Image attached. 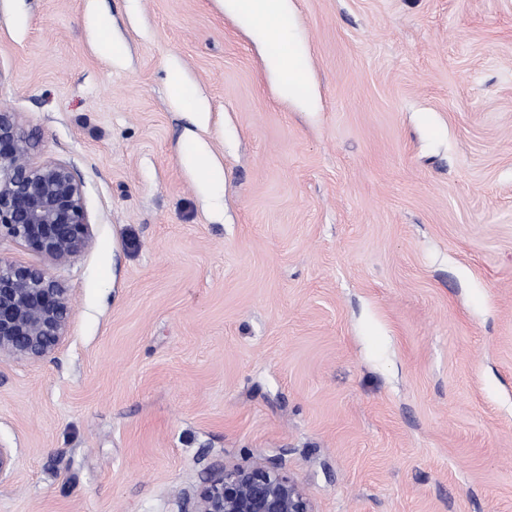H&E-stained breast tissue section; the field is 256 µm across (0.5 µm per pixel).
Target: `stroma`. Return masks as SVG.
Returning a JSON list of instances; mask_svg holds the SVG:
<instances>
[{"mask_svg": "<svg viewBox=\"0 0 512 512\" xmlns=\"http://www.w3.org/2000/svg\"><path fill=\"white\" fill-rule=\"evenodd\" d=\"M290 5L310 110L218 0H0V109L91 232L0 242L70 306L51 357H0V512H186L258 461L316 512H512V0ZM184 164L192 169L203 189L214 191L223 181L221 166L200 146L196 145L183 155Z\"/></svg>", "mask_w": 512, "mask_h": 512, "instance_id": "1", "label": "stroma"}]
</instances>
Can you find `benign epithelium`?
<instances>
[{"label": "benign epithelium", "instance_id": "obj_1", "mask_svg": "<svg viewBox=\"0 0 512 512\" xmlns=\"http://www.w3.org/2000/svg\"><path fill=\"white\" fill-rule=\"evenodd\" d=\"M30 138L0 111V241L9 239L53 262L91 242L83 190L63 163L32 164ZM68 288L46 269L0 258V355L43 360L66 335ZM193 512H315L293 477L270 463L224 467L194 496Z\"/></svg>", "mask_w": 512, "mask_h": 512}]
</instances>
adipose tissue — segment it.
I'll use <instances>...</instances> for the list:
<instances>
[{
	"mask_svg": "<svg viewBox=\"0 0 512 512\" xmlns=\"http://www.w3.org/2000/svg\"><path fill=\"white\" fill-rule=\"evenodd\" d=\"M225 13L261 27L267 41L278 44L279 50L266 58V66L280 82L283 95L308 100L309 80L292 44L293 32L287 26L288 0H223Z\"/></svg>",
	"mask_w": 512,
	"mask_h": 512,
	"instance_id": "ef3b65f1",
	"label": "adipose tissue"
}]
</instances>
